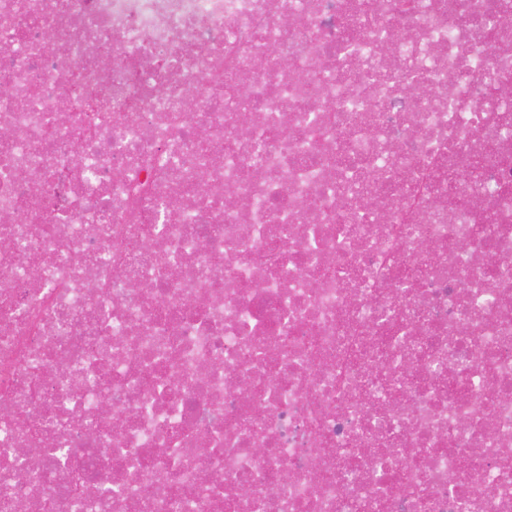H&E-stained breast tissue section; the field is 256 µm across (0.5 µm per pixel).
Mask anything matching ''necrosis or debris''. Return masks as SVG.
Listing matches in <instances>:
<instances>
[{"instance_id": "4bbe7bcc", "label": "necrosis or debris", "mask_w": 512, "mask_h": 512, "mask_svg": "<svg viewBox=\"0 0 512 512\" xmlns=\"http://www.w3.org/2000/svg\"><path fill=\"white\" fill-rule=\"evenodd\" d=\"M502 84L512 0H0V512H512ZM66 93L77 112H85L91 122L97 120V113L100 112L95 91L83 83L80 79H75L66 89Z\"/></svg>"}]
</instances>
